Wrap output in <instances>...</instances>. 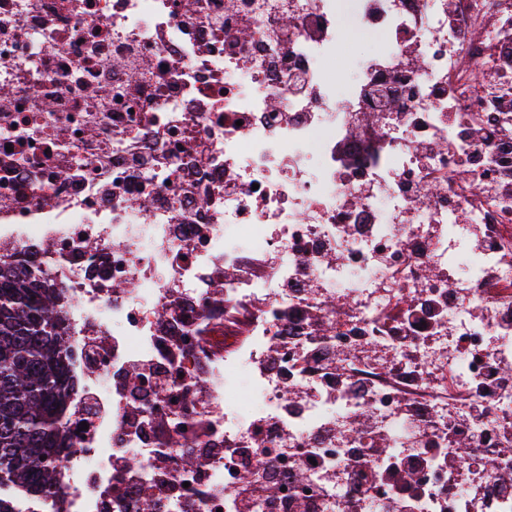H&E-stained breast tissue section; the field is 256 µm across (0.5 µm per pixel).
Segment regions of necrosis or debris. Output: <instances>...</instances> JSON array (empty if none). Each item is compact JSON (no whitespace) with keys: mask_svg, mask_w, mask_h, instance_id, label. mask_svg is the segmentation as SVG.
I'll use <instances>...</instances> for the list:
<instances>
[{"mask_svg":"<svg viewBox=\"0 0 512 512\" xmlns=\"http://www.w3.org/2000/svg\"><path fill=\"white\" fill-rule=\"evenodd\" d=\"M504 39L512 0H0V265L63 292L79 429L14 512H512ZM346 41L351 52L356 56H363L373 52L379 46V37L368 31H361L353 27L346 30Z\"/></svg>","mask_w":512,"mask_h":512,"instance_id":"1","label":"necrosis or debris"}]
</instances>
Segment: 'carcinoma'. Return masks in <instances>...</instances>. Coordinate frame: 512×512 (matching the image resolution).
Wrapping results in <instances>:
<instances>
[{
  "label": "carcinoma",
  "instance_id": "obj_1",
  "mask_svg": "<svg viewBox=\"0 0 512 512\" xmlns=\"http://www.w3.org/2000/svg\"><path fill=\"white\" fill-rule=\"evenodd\" d=\"M61 299L59 289L0 268V490L58 492L72 390Z\"/></svg>",
  "mask_w": 512,
  "mask_h": 512
}]
</instances>
